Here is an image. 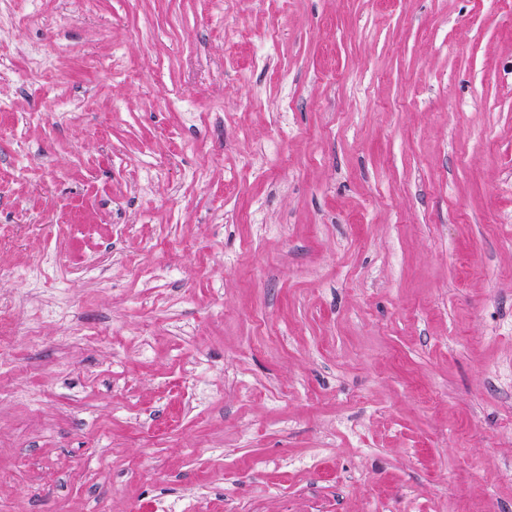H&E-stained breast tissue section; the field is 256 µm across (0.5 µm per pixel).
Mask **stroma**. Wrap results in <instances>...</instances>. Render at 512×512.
<instances>
[{"label": "stroma", "mask_w": 512, "mask_h": 512, "mask_svg": "<svg viewBox=\"0 0 512 512\" xmlns=\"http://www.w3.org/2000/svg\"><path fill=\"white\" fill-rule=\"evenodd\" d=\"M0 51V512H512V7L0 0Z\"/></svg>", "instance_id": "obj_1"}]
</instances>
